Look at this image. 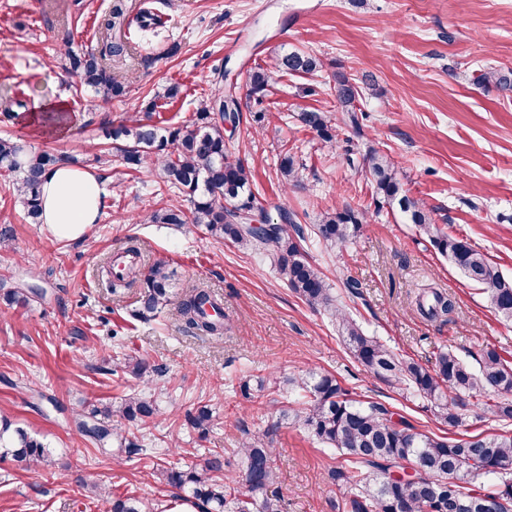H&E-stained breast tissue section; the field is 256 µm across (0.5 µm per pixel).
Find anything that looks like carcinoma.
Masks as SVG:
<instances>
[{
  "label": "carcinoma",
  "mask_w": 512,
  "mask_h": 512,
  "mask_svg": "<svg viewBox=\"0 0 512 512\" xmlns=\"http://www.w3.org/2000/svg\"><path fill=\"white\" fill-rule=\"evenodd\" d=\"M156 25L155 13L146 6L140 11L138 28L119 5L111 7L104 26L127 33L125 40L109 41L95 51L77 53L66 48L68 70L79 74L82 85L106 99L121 98L127 84L112 74V57L128 54L131 42ZM322 68V61L304 51H292L274 60L272 68L258 66L250 72L248 96L263 98L270 88L273 72L308 75ZM358 89L348 77H337V100L348 123L359 128L356 98ZM27 101L18 92L0 95V116L10 120ZM302 122L327 143L336 141L330 119L319 110H308ZM240 121L235 98L220 91L202 101L195 118L182 126L161 128L137 115L119 123H100L104 139L122 164L137 171L151 154L158 164L157 176L163 188L177 190L190 203L189 211L177 206L155 209L143 217L151 224H197L212 235L227 239L274 263L279 279L305 303L336 319L355 361L367 372L396 385L410 395L431 404L437 419L460 427L470 415H488L512 421V359L497 349L476 354L472 366L451 350L434 353V364L425 368L412 359L394 354L378 337L367 334L351 311L333 295L321 269L310 262L300 244L304 233L293 214L281 210V223L269 224L255 213L251 171L228 154L224 123ZM73 158L51 149L33 151L20 141L0 138V170L15 178L26 217L36 224L40 218L39 187L47 170ZM375 193L390 205H398L410 223L418 226L434 248L465 277L486 293L491 308L505 320H512V288L503 287L512 276L504 275L484 252L469 242L448 236L432 223L430 213L417 200L402 193L397 165L389 157L371 151L364 157ZM364 214L352 209L327 212L314 234L325 242L343 244L357 231ZM256 221L258 228L247 224ZM133 261L108 270L109 287L132 288L143 281L133 316L146 318L171 302V278L167 265L156 261L141 271V254L129 249ZM430 304L418 300L420 313L429 318L446 317L455 309L451 298L431 289ZM40 296L34 288H11L0 295L5 305L25 306ZM176 310L188 327L207 336L224 335V307L213 293L200 286L186 288ZM120 369L149 383L159 369L135 353L124 355ZM274 388L296 391L292 400L303 408L296 418L312 437L336 450L341 461L327 470L328 479L343 491L341 512H448V505H460L458 512H481L486 497L503 502V512H512V433L472 435L452 441L417 430L378 402L367 404L351 397L329 374L306 373L274 381ZM492 390L493 399H483ZM159 411L152 394L142 389L115 403H100L76 417L78 431L90 437L98 450L112 455L120 465L134 455H151L142 442L112 425L117 416L144 430L158 426ZM189 423L206 433L212 422L211 410L199 406L188 415ZM11 456L25 463L38 476L52 463V450L26 429L0 416V457ZM158 479L178 490V498L195 512H284L276 484L275 448L269 433H245L239 446L225 457L212 453L188 466L160 467ZM102 512H164L149 499L111 495L98 490Z\"/></svg>",
  "instance_id": "cac0c4a2"
}]
</instances>
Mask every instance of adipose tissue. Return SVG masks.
<instances>
[{
	"instance_id": "adipose-tissue-1",
	"label": "adipose tissue",
	"mask_w": 512,
	"mask_h": 512,
	"mask_svg": "<svg viewBox=\"0 0 512 512\" xmlns=\"http://www.w3.org/2000/svg\"><path fill=\"white\" fill-rule=\"evenodd\" d=\"M103 193V181L96 173L57 165L42 178L41 222L58 239L80 238L95 224Z\"/></svg>"
}]
</instances>
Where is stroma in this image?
Wrapping results in <instances>:
<instances>
[{
    "label": "stroma",
    "instance_id": "1",
    "mask_svg": "<svg viewBox=\"0 0 512 512\" xmlns=\"http://www.w3.org/2000/svg\"><path fill=\"white\" fill-rule=\"evenodd\" d=\"M108 3L84 0L74 14L65 0H0V90L21 87L29 105L64 100L70 116L64 131L48 132L30 122L28 106L0 124V135L73 156L104 180L98 222L80 239L59 240L26 220L11 178L0 174V224L15 229L12 249L0 250V285L42 292L0 312V415L48 443L54 460L35 478L12 457L0 459V512H99L96 486L166 503L171 489L155 479L153 464L196 462L236 447L244 432L268 429L286 512H339L341 493L325 474L337 452L284 417L283 395H241V381L271 375H335L352 397L382 403L441 437L502 433L488 419L448 427L426 402L365 372L336 321L299 298L266 257L193 224L139 222L145 211L189 203L159 191L151 161L131 171L100 155L97 144L102 119L140 112L169 87L179 93L160 116L171 127L191 122L215 89L230 90L241 119L225 139L253 174L256 208L274 223L281 209L295 214L308 257L367 334L426 367L440 348L465 359L485 347L512 352V322L397 209L378 203L360 167L368 150L389 155L403 191L430 208L444 232L467 239L512 275V87L476 81L490 67L512 78V0H158L161 26L112 65L128 80L127 95L112 100L74 93L63 68L64 46L96 47ZM298 49L318 56L322 68L276 75L268 96H248L254 67ZM339 73L360 93V131L344 123ZM310 109L329 117L335 143L302 123ZM261 115L271 119L263 129ZM284 149L298 168L286 185L278 170ZM346 208L366 212V224L346 246L319 241L314 227L323 213ZM126 247L146 263L166 261L173 293L198 284L217 294L229 318L223 337L195 335L170 305L147 320L133 317L137 289L113 298L101 276L106 257ZM349 278L359 284L357 295L344 287ZM428 286L454 299L448 320L418 313L416 296ZM131 352L161 370L150 392L162 416L153 457L135 455L118 466L73 419L84 404L140 388L138 379L107 370ZM201 405L214 416L203 434L186 420ZM176 446L181 454H173Z\"/></svg>",
    "mask_w": 512,
    "mask_h": 512
}]
</instances>
